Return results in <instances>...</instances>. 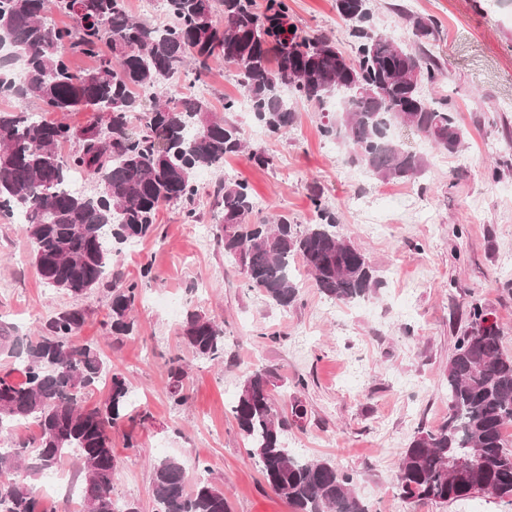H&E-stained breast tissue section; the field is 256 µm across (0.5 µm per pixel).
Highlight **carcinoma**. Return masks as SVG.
Here are the masks:
<instances>
[{
	"label": "carcinoma",
	"instance_id": "carcinoma-1",
	"mask_svg": "<svg viewBox=\"0 0 512 512\" xmlns=\"http://www.w3.org/2000/svg\"><path fill=\"white\" fill-rule=\"evenodd\" d=\"M76 0H0V40L9 42L24 64V81L15 87L0 64V94L19 105L0 110V216H26L34 263L44 282L82 299L97 290L121 262V245L154 234L164 206L180 207L183 221H198L197 172L217 167L224 158L249 150L261 168L274 165L264 149L248 147L237 126L212 111L203 98L183 96L172 81H202L212 63L235 66L237 81L251 112L268 136L293 127L296 105L324 107L342 100L325 137L342 139L349 161L383 181L421 176L422 155L405 149L388 130L396 125L449 153L463 146L466 132L446 96L407 92L408 73L417 70L422 84L435 87L444 66L422 48L371 32V0H342L338 13L349 24L350 50L325 36L289 31L288 0H166L168 21L133 19L126 0H88L82 13ZM70 17L58 25L48 14ZM418 42L436 40L431 18L408 19ZM90 57L96 65L76 70L72 58ZM288 87V97L281 94ZM143 87L162 88L147 105ZM36 103L31 109L28 104ZM98 113L81 132L65 122L36 121L38 112ZM139 113L140 126L130 116ZM75 141L63 155L58 147ZM84 174L98 183L88 195L73 187ZM214 215L224 255L244 274L247 288L286 310L300 299L295 260L327 298L354 302L381 284L365 252L339 238L336 215L315 192L310 201L315 222L300 228L286 214L254 217L255 201L244 181L217 188ZM156 280L151 264L141 281L109 284V335L132 333L131 313L142 284ZM86 311L72 306L39 325L24 340L0 323V353L20 365L23 380L0 375V512H45L29 483L59 465L70 453L82 463L81 512H139L134 504L118 509L112 478L118 460L112 428L128 416L130 389L100 351L77 342ZM195 358L224 362V326L201 314H187L181 330ZM497 323L479 337L463 333L448 361V420L434 431L413 437L395 473L401 496L414 502L446 504L486 489L496 498H512V450L503 434L512 422V355L502 348ZM175 382L173 405L188 374L182 356L168 359ZM278 375L255 365L240 382L232 408L248 454L266 484L294 512H370L354 489L351 474L328 460H313L288 448V417L301 421L303 405L280 414L271 395ZM108 388L98 406L85 397ZM31 420L38 433L13 437L14 428ZM474 467L448 474V460L470 457ZM152 492L157 512H230L224 490L200 479L187 487L186 472L174 457L154 461Z\"/></svg>",
	"mask_w": 512,
	"mask_h": 512
}]
</instances>
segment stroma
<instances>
[{
  "label": "stroma",
  "mask_w": 512,
  "mask_h": 512,
  "mask_svg": "<svg viewBox=\"0 0 512 512\" xmlns=\"http://www.w3.org/2000/svg\"><path fill=\"white\" fill-rule=\"evenodd\" d=\"M288 3L299 29L347 46L348 25L335 0ZM372 9L371 25L382 33L411 15L437 21L431 50L445 66L437 91L456 105L467 133L463 148L439 151L396 126L395 138L425 157L426 170L414 180L381 181L346 163L345 146H332L321 132L324 112L301 104L290 133L259 142L274 157L273 168H257L242 153L201 173L198 224H210L214 186L227 178L250 185L260 215L285 213L301 225L313 218L311 193L321 192L339 218L338 235L362 247L381 278L380 288L358 302L330 304L304 276L296 305L270 306L246 287L217 238L201 241L197 224L184 223L175 206L159 210L155 235L124 246L122 279H139L147 263L157 277L143 286L133 311L135 334L107 337L109 292L100 288L83 302L88 316L79 335L101 347L124 376L134 408L151 415L145 424L112 431L118 504L156 512L150 464L171 456L192 482L202 476L197 461L207 462L232 512H293L265 483L232 414L240 382L258 364L279 375L272 389L277 408L298 400L307 410L301 424L288 428L289 447L350 473L373 512H512L511 502L487 496L412 503L394 480L417 431L448 418V361L472 304L494 315L512 355V172L490 175L512 159L504 135L512 130V0H372ZM209 81L213 111L251 137V115L223 110L225 97L241 94L234 70L218 65ZM73 303L41 279L24 225L0 219V319L32 335ZM190 312L223 322L224 363L191 359L187 401L176 408L167 360L185 351L181 327ZM303 334L308 345L296 346ZM352 359L360 378L348 373ZM300 375L308 381L302 392L293 387ZM130 430L140 444L136 455L125 446Z\"/></svg>",
  "instance_id": "stroma-1"
}]
</instances>
